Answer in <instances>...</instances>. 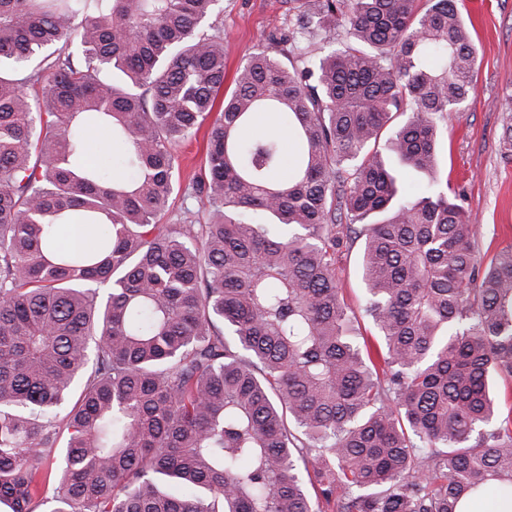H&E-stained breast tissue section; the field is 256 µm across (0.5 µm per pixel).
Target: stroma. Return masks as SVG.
I'll return each instance as SVG.
<instances>
[{"mask_svg":"<svg viewBox=\"0 0 512 512\" xmlns=\"http://www.w3.org/2000/svg\"><path fill=\"white\" fill-rule=\"evenodd\" d=\"M478 50L474 95L447 121L441 173L452 189L463 192L469 223L478 227V250L491 257L512 248V159L502 154L504 119L512 114V0H457ZM216 27L224 39V89L232 91L246 54L265 44L269 34L287 30L286 0H220ZM206 154V140L196 136L179 149V182L161 224L183 219L205 223L209 206L203 197L184 196ZM360 250L352 248L338 268L339 286L363 336L371 323L363 311L365 289L359 272Z\"/></svg>","mask_w":512,"mask_h":512,"instance_id":"obj_1","label":"stroma"}]
</instances>
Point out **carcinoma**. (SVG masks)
I'll list each match as a JSON object with an SVG mask.
<instances>
[{"label":"carcinoma","instance_id":"1","mask_svg":"<svg viewBox=\"0 0 512 512\" xmlns=\"http://www.w3.org/2000/svg\"><path fill=\"white\" fill-rule=\"evenodd\" d=\"M219 2L0 0V506L511 498L512 417L485 426L493 376L512 380V248L478 255L440 175L443 123L475 90L456 0H291L288 37L247 55L209 124ZM259 115L273 127L246 136ZM205 124L208 222L158 224ZM100 137L121 147L110 171ZM67 224L93 244L65 246ZM356 242L375 345L338 285Z\"/></svg>","mask_w":512,"mask_h":512}]
</instances>
